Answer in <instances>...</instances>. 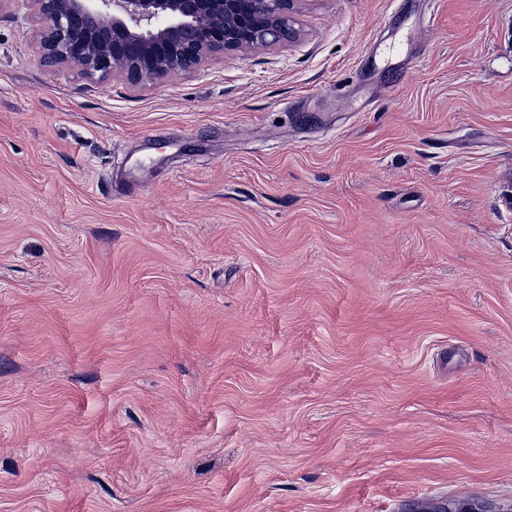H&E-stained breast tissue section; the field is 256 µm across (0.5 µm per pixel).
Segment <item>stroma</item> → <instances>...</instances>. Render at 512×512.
<instances>
[{
	"mask_svg": "<svg viewBox=\"0 0 512 512\" xmlns=\"http://www.w3.org/2000/svg\"><path fill=\"white\" fill-rule=\"evenodd\" d=\"M134 88L0 9V512H512V0H295Z\"/></svg>",
	"mask_w": 512,
	"mask_h": 512,
	"instance_id": "stroma-1",
	"label": "stroma"
}]
</instances>
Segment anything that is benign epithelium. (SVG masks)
I'll list each match as a JSON object with an SVG mask.
<instances>
[{"label": "benign epithelium", "instance_id": "benign-epithelium-1", "mask_svg": "<svg viewBox=\"0 0 512 512\" xmlns=\"http://www.w3.org/2000/svg\"><path fill=\"white\" fill-rule=\"evenodd\" d=\"M294 0H30L40 60L131 86L190 72L216 53L279 43Z\"/></svg>", "mask_w": 512, "mask_h": 512}]
</instances>
